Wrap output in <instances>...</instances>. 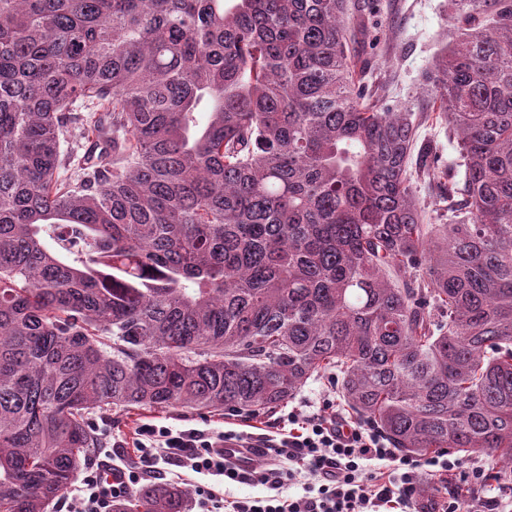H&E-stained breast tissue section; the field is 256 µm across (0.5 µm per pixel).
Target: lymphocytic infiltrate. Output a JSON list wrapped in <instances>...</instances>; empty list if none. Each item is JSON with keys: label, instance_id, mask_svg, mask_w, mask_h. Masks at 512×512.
Here are the masks:
<instances>
[{"label": "lymphocytic infiltrate", "instance_id": "f902f5d3", "mask_svg": "<svg viewBox=\"0 0 512 512\" xmlns=\"http://www.w3.org/2000/svg\"><path fill=\"white\" fill-rule=\"evenodd\" d=\"M279 438L254 440L237 430L179 429L144 423L133 442L137 455L125 460L128 442L113 441L104 456L108 473L88 472L67 504V512H112L148 479L162 480L170 466L219 477L224 484H259L271 489L265 498L229 501L209 488L201 489L198 512H416L422 472L460 474L467 485L481 484L484 467L461 473V461L442 451L420 460L400 454L372 428L348 422L332 402L318 411L291 409L280 418ZM266 456L261 468L241 470L224 458L225 443ZM306 473L311 481L305 496L293 499L280 491Z\"/></svg>", "mask_w": 512, "mask_h": 512}]
</instances>
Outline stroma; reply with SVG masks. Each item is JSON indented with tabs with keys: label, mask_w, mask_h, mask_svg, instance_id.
<instances>
[{
	"label": "stroma",
	"mask_w": 512,
	"mask_h": 512,
	"mask_svg": "<svg viewBox=\"0 0 512 512\" xmlns=\"http://www.w3.org/2000/svg\"><path fill=\"white\" fill-rule=\"evenodd\" d=\"M347 24L355 60L366 62L367 73L379 86L387 106H408L416 118V145L429 147L430 158L456 175L464 168L457 143L446 123L425 118L427 80L435 56L454 38L448 0H349ZM414 194L429 223H448V200L423 176L419 156H412ZM278 410L251 417L226 411L200 412L182 408L116 409L95 415L96 431L132 437L141 423L154 421L178 428L235 429L277 436Z\"/></svg>",
	"instance_id": "1"
}]
</instances>
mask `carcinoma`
Here are the masks:
<instances>
[{"instance_id":"1","label":"carcinoma","mask_w":512,"mask_h":512,"mask_svg":"<svg viewBox=\"0 0 512 512\" xmlns=\"http://www.w3.org/2000/svg\"><path fill=\"white\" fill-rule=\"evenodd\" d=\"M448 10L427 117L464 178L422 152L428 224L347 0H0V512L68 491L94 413L255 415L325 374L400 452L512 473V0ZM77 124L104 160L61 151Z\"/></svg>"}]
</instances>
